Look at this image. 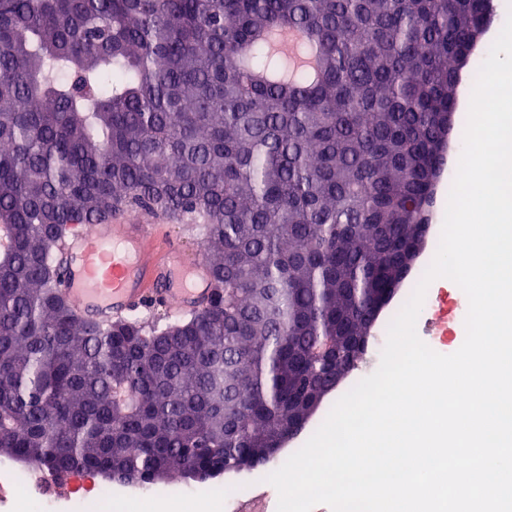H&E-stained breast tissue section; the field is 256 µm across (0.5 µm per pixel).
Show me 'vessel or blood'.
<instances>
[{"label":"vessel or blood","instance_id":"vessel-or-blood-1","mask_svg":"<svg viewBox=\"0 0 512 512\" xmlns=\"http://www.w3.org/2000/svg\"><path fill=\"white\" fill-rule=\"evenodd\" d=\"M58 259L70 303L81 317L102 323L148 301L196 312L216 289L205 258L148 219L75 226Z\"/></svg>","mask_w":512,"mask_h":512}]
</instances>
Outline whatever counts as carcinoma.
Wrapping results in <instances>:
<instances>
[{
    "label": "carcinoma",
    "instance_id": "cac0c4a2",
    "mask_svg": "<svg viewBox=\"0 0 512 512\" xmlns=\"http://www.w3.org/2000/svg\"><path fill=\"white\" fill-rule=\"evenodd\" d=\"M493 0H0V456L207 489L273 460L425 250ZM293 30L291 51L269 43ZM126 207L218 283L144 335L54 259Z\"/></svg>",
    "mask_w": 512,
    "mask_h": 512
}]
</instances>
